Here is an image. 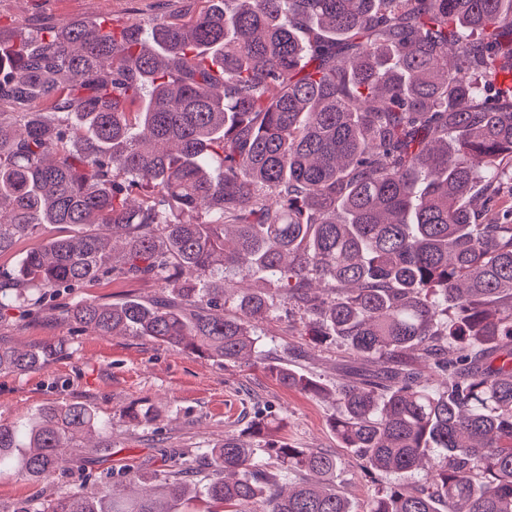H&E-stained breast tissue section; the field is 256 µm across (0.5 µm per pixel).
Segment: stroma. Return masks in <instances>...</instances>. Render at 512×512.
Instances as JSON below:
<instances>
[{
    "label": "stroma",
    "mask_w": 512,
    "mask_h": 512,
    "mask_svg": "<svg viewBox=\"0 0 512 512\" xmlns=\"http://www.w3.org/2000/svg\"><path fill=\"white\" fill-rule=\"evenodd\" d=\"M203 6V0H0V25L36 29L86 18L115 29ZM157 291L151 283L110 280L74 295L112 303ZM70 298L52 295L43 313L21 324L0 321L2 341L24 346L60 339L67 348L41 370L0 373V422L22 423L44 405L80 401L96 409L105 428L86 437L85 447L67 449L64 469L49 478L33 481L19 470L0 475V512H13L30 499L48 502L71 489L95 494L127 470L173 471L179 454L206 455L225 436L248 432L260 418L274 423L276 437L295 447L339 455L344 465L337 482L355 512L388 485V475L365 477L343 448L332 427L335 403L285 388L276 378L275 369L288 366L326 388L346 379L345 355L335 341L317 342L289 328L281 298H274L271 317L256 325L266 356L261 365H225L145 337L90 335L59 318ZM132 406L150 409V421L132 422L127 415Z\"/></svg>",
    "instance_id": "35a3bbf8"
}]
</instances>
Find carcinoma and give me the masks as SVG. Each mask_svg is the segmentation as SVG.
<instances>
[{"mask_svg":"<svg viewBox=\"0 0 512 512\" xmlns=\"http://www.w3.org/2000/svg\"><path fill=\"white\" fill-rule=\"evenodd\" d=\"M204 2L118 32L0 28V255L44 224L91 227L0 270V317L41 313L49 288L148 280L161 298L61 316L262 364L272 303L244 284L261 270L302 332L344 347L343 447L368 474L418 475L363 512H512V0ZM60 352L0 341V372ZM100 426L80 402L0 423V474L47 478ZM268 447L276 470L225 437L202 492L128 472L136 496L15 512H355L339 457Z\"/></svg>","mask_w":512,"mask_h":512,"instance_id":"cac0c4a2","label":"carcinoma"}]
</instances>
